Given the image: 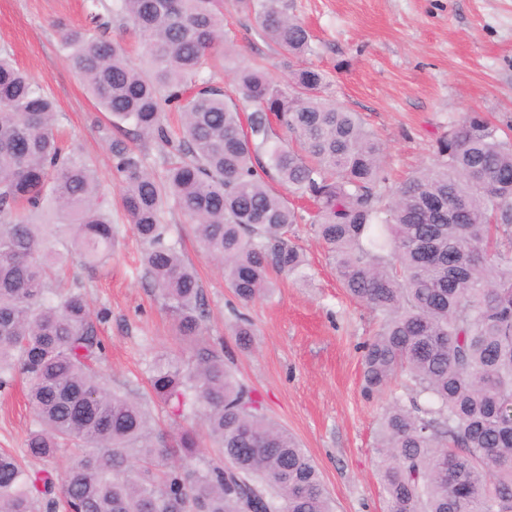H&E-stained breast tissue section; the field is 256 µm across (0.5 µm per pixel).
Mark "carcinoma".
I'll use <instances>...</instances> for the list:
<instances>
[{"instance_id":"obj_1","label":"carcinoma","mask_w":512,"mask_h":512,"mask_svg":"<svg viewBox=\"0 0 512 512\" xmlns=\"http://www.w3.org/2000/svg\"><path fill=\"white\" fill-rule=\"evenodd\" d=\"M236 4L288 68L286 91L259 62L235 72L245 116L204 76L232 50L224 0H113L145 71L97 13L59 35L99 107L169 148L158 177L127 140L109 139L142 266L193 345L188 362L155 360L151 388L176 420L195 396L217 460L194 429L167 443L142 401L94 367L101 316L62 272L112 258V210L89 162L57 140L53 99L0 53V389L24 377L35 422L24 448L42 463L0 452V512H334L316 464L203 336L200 279L164 220L172 201L238 299H265L271 274L305 269L288 239L304 217L271 175L314 202L342 288L379 319L363 379L367 395L388 396L378 453L389 512H512V139L470 113L449 123L431 166L389 188L382 143L325 95L322 70L296 64L314 49L286 0ZM63 454L59 472L50 464Z\"/></svg>"}]
</instances>
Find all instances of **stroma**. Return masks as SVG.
Listing matches in <instances>:
<instances>
[{
	"label": "stroma",
	"mask_w": 512,
	"mask_h": 512,
	"mask_svg": "<svg viewBox=\"0 0 512 512\" xmlns=\"http://www.w3.org/2000/svg\"><path fill=\"white\" fill-rule=\"evenodd\" d=\"M92 0H0V49L55 98L59 128L93 166L112 202V257L97 270L70 267L93 311L103 312L99 365L113 389L146 397L156 428L169 409L151 394L149 376L162 354L191 358L158 292L144 278L142 246L120 207V178L106 140L112 119L100 112L71 70L59 31L80 27ZM307 24L328 95L359 113L384 146V170L398 183L429 166L448 124L477 112L501 129L512 126V0H288ZM233 50L211 71L236 98L233 69L264 63L278 85L286 77L276 46L235 0H224ZM169 239L197 270L207 304L204 334L223 345L234 377L253 390L267 414L287 429L319 468L336 512H387L378 467L382 396L362 391V351L378 330L374 313L352 300L308 223L289 238L306 256V280L277 278L270 299L240 302L220 265L208 262L188 219L168 206ZM253 328L236 342L239 319ZM33 414L21 385L0 390V448L22 451Z\"/></svg>",
	"instance_id": "35a3bbf8"
}]
</instances>
